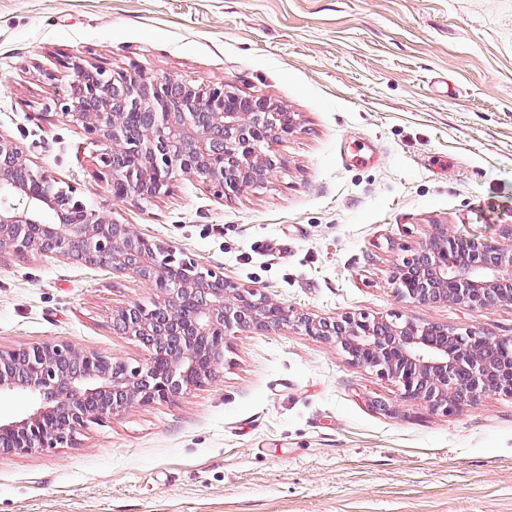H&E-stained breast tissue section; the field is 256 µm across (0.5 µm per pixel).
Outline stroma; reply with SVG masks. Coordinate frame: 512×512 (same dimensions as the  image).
<instances>
[{
  "label": "stroma",
  "mask_w": 512,
  "mask_h": 512,
  "mask_svg": "<svg viewBox=\"0 0 512 512\" xmlns=\"http://www.w3.org/2000/svg\"><path fill=\"white\" fill-rule=\"evenodd\" d=\"M69 54L221 80L298 127L262 187L222 199L181 176L116 203L60 114ZM0 133L90 208L284 306L512 337V304L420 305L389 283L434 225L508 241L512 0H0ZM156 299L128 273L0 250V350L137 365L113 313ZM0 512H512V395L436 411L333 342L242 331L190 391L0 456Z\"/></svg>",
  "instance_id": "stroma-1"
}]
</instances>
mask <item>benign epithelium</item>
<instances>
[{
    "instance_id": "7a95c632",
    "label": "benign epithelium",
    "mask_w": 512,
    "mask_h": 512,
    "mask_svg": "<svg viewBox=\"0 0 512 512\" xmlns=\"http://www.w3.org/2000/svg\"><path fill=\"white\" fill-rule=\"evenodd\" d=\"M62 67L73 74V92L61 115L99 147V178L117 201L157 198L181 175L232 198L267 179L277 162L265 146L297 128L294 114L268 100L229 105L222 82L197 86L80 56L65 57ZM47 213L53 222L45 221ZM7 248L131 272L155 285L166 318L152 322L139 303L116 311L123 334L149 352L137 366L71 344L0 350V394L33 400L21 419L0 421V455L63 443L90 420L174 398L217 371L232 335L290 324L334 342L353 365L398 383L406 397L435 410L459 409L490 392L512 395V363L490 358L501 348L512 352L511 336L287 308L166 244L144 246L133 225L89 208L75 188L36 168L21 142L0 133V249ZM390 284L400 298L423 305L512 304V245L463 241L437 224L392 271Z\"/></svg>"
}]
</instances>
